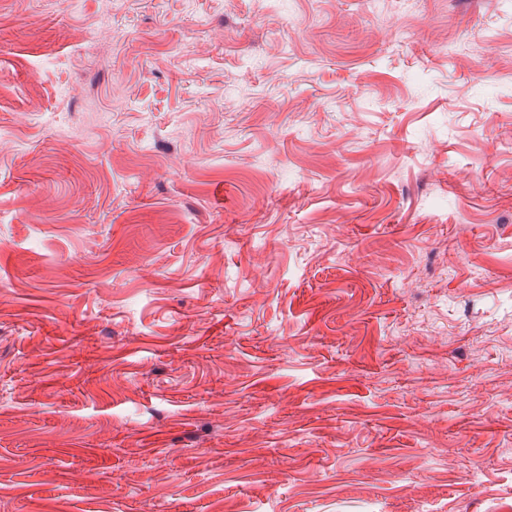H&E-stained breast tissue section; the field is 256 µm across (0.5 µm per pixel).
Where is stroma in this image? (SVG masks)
Returning <instances> with one entry per match:
<instances>
[{"instance_id":"1","label":"stroma","mask_w":512,"mask_h":512,"mask_svg":"<svg viewBox=\"0 0 512 512\" xmlns=\"http://www.w3.org/2000/svg\"><path fill=\"white\" fill-rule=\"evenodd\" d=\"M0 512H512V0H0Z\"/></svg>"}]
</instances>
